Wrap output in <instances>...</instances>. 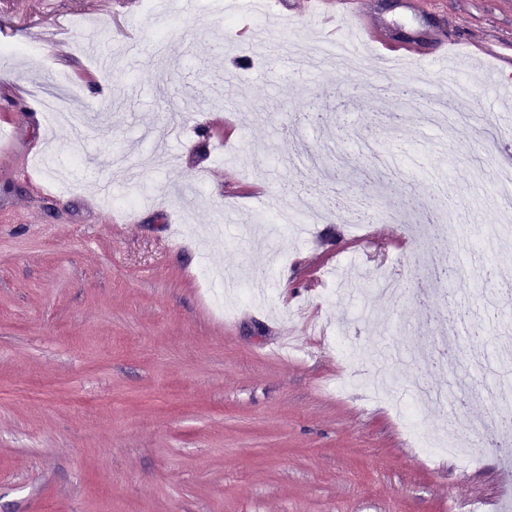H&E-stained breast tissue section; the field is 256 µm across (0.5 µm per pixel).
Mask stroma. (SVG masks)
<instances>
[{
    "label": "stroma",
    "instance_id": "stroma-1",
    "mask_svg": "<svg viewBox=\"0 0 512 512\" xmlns=\"http://www.w3.org/2000/svg\"><path fill=\"white\" fill-rule=\"evenodd\" d=\"M144 3L0 0V512H504L512 468L493 445L458 435L474 467L428 457L393 406L443 430L417 389L461 378L480 417L497 372L471 354L512 337V245L485 207L512 163V94L493 83L512 75V0H360L391 46L421 51L385 76L372 47L290 71L284 55L312 63L320 33L308 0H277L283 27L229 95L245 4L154 22ZM95 24L109 32L91 55ZM35 27L62 34L33 42ZM442 42L473 123L419 107ZM104 57L110 81L91 87ZM61 74L96 121L48 120ZM102 184L149 203L118 216ZM368 195L385 218L358 232ZM293 199L304 229L260 222ZM462 239L482 285L427 280L424 256L462 270ZM385 278L399 297L375 291ZM460 319L454 374L410 360L371 397L379 351L436 347Z\"/></svg>",
    "mask_w": 512,
    "mask_h": 512
}]
</instances>
